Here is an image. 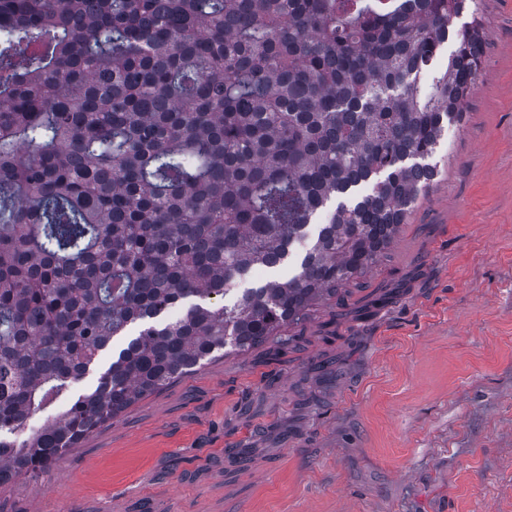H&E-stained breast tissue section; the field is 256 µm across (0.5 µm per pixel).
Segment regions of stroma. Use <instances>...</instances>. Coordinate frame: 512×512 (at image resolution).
I'll list each match as a JSON object with an SVG mask.
<instances>
[{"label":"stroma","instance_id":"obj_1","mask_svg":"<svg viewBox=\"0 0 512 512\" xmlns=\"http://www.w3.org/2000/svg\"><path fill=\"white\" fill-rule=\"evenodd\" d=\"M482 10L484 70L439 175L363 280L409 278L400 299L329 342L336 303L314 306L275 363L202 361L1 487L0 512H512V0ZM123 344L13 440L93 391Z\"/></svg>","mask_w":512,"mask_h":512}]
</instances>
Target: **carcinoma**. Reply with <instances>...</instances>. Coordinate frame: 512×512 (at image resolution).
<instances>
[{"label": "carcinoma", "mask_w": 512, "mask_h": 512, "mask_svg": "<svg viewBox=\"0 0 512 512\" xmlns=\"http://www.w3.org/2000/svg\"><path fill=\"white\" fill-rule=\"evenodd\" d=\"M483 48L479 0H0V434L143 325L94 392L0 437V486L218 350L295 348L315 303L392 247ZM336 198L292 277L210 303L283 265Z\"/></svg>", "instance_id": "carcinoma-1"}]
</instances>
